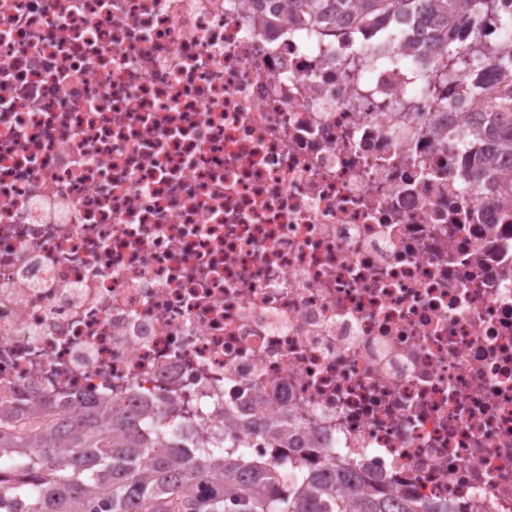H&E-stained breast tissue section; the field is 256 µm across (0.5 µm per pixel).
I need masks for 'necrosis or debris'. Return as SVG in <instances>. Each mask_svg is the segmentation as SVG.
Returning a JSON list of instances; mask_svg holds the SVG:
<instances>
[{"instance_id":"necrosis-or-debris-1","label":"necrosis or debris","mask_w":512,"mask_h":512,"mask_svg":"<svg viewBox=\"0 0 512 512\" xmlns=\"http://www.w3.org/2000/svg\"><path fill=\"white\" fill-rule=\"evenodd\" d=\"M0 0V406L285 427L389 493L512 512V198L469 182L415 16Z\"/></svg>"}]
</instances>
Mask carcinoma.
I'll list each match as a JSON object with an SVG mask.
<instances>
[{"label":"carcinoma","instance_id":"carcinoma-1","mask_svg":"<svg viewBox=\"0 0 512 512\" xmlns=\"http://www.w3.org/2000/svg\"><path fill=\"white\" fill-rule=\"evenodd\" d=\"M299 16L336 32L343 16L383 24L421 8L436 17V69L465 84L475 77L477 51L495 32L512 36V8L502 0H293ZM473 113V139L458 149L468 177L494 171L495 158L512 156V52L496 63V86ZM0 410V512H453L446 501L422 502L380 490L342 459L309 467L303 449L287 461L239 457L243 440L215 428L193 453L156 424L161 448L140 434V416H106L90 405L57 424L35 406L32 437Z\"/></svg>","mask_w":512,"mask_h":512}]
</instances>
